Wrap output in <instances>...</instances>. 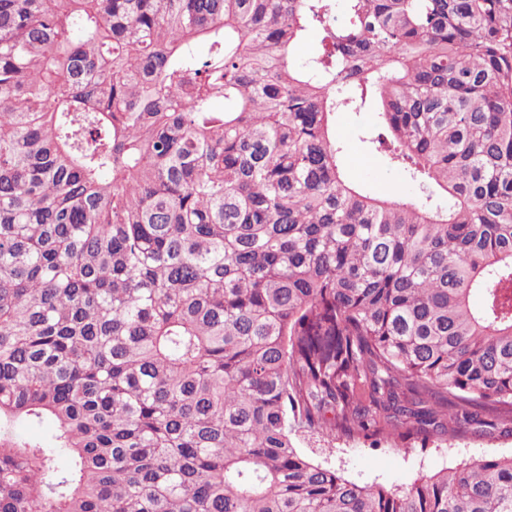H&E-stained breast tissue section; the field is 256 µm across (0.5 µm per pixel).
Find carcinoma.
Instances as JSON below:
<instances>
[{
	"label": "carcinoma",
	"mask_w": 512,
	"mask_h": 512,
	"mask_svg": "<svg viewBox=\"0 0 512 512\" xmlns=\"http://www.w3.org/2000/svg\"><path fill=\"white\" fill-rule=\"evenodd\" d=\"M343 10L0 0V512H512V455L296 447L512 434V0ZM376 112H340L336 114V135L343 144L342 165L347 176L369 193L419 195L421 189L390 166L380 154L370 150L361 131L371 129ZM297 447L325 467L340 471L349 480L360 484L403 485L420 475L431 474L445 467H454L470 455L512 454V435L496 432L492 436L455 439L448 445L432 446L426 451H397L382 445L337 442L323 447L309 436L297 439Z\"/></svg>",
	"instance_id": "obj_1"
}]
</instances>
